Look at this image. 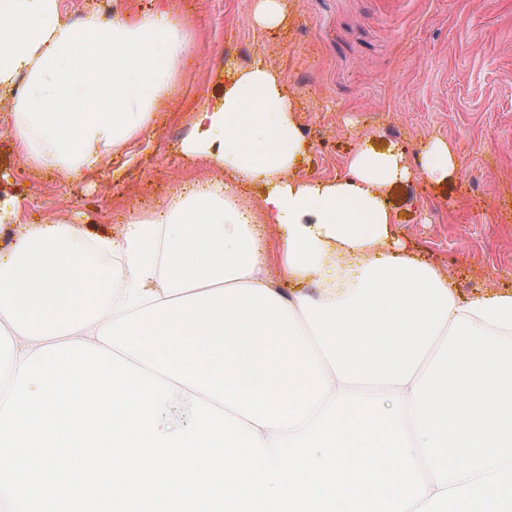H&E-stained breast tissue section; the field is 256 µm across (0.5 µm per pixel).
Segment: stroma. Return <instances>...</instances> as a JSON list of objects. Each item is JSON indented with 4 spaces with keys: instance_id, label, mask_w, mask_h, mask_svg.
<instances>
[{
    "instance_id": "obj_1",
    "label": "stroma",
    "mask_w": 512,
    "mask_h": 512,
    "mask_svg": "<svg viewBox=\"0 0 512 512\" xmlns=\"http://www.w3.org/2000/svg\"><path fill=\"white\" fill-rule=\"evenodd\" d=\"M194 48L180 92L137 143L74 180L31 167L12 134V96L0 97V198L27 224L77 225L114 235L132 213L208 178L183 155L198 102H217L225 65L262 61L282 77L306 140L299 174L342 175L362 138L415 160L442 138L459 180L396 183L389 207L401 239L447 273L461 297L512 291V0H285L277 27L257 25L255 0H178Z\"/></svg>"
}]
</instances>
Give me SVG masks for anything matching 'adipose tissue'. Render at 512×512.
<instances>
[{
  "mask_svg": "<svg viewBox=\"0 0 512 512\" xmlns=\"http://www.w3.org/2000/svg\"><path fill=\"white\" fill-rule=\"evenodd\" d=\"M61 3L0 0V92L16 94L12 130L24 161L82 179L178 93L191 38L172 0L79 22ZM181 150L216 177L178 186L164 206L130 215L120 235L36 224L0 248V325L15 364L45 345L96 342L98 330L135 310L235 284L276 293L309 334L299 288L331 302L354 292L370 262L423 265L395 231L389 187L416 172L437 184L460 175L454 148L434 138L415 169L404 152L364 141L341 177L300 176L305 139L281 76L262 62L235 71L219 102L196 108ZM246 184L262 186L260 207L242 195ZM105 256L111 268L96 265ZM451 313L512 335L510 292L455 299Z\"/></svg>",
  "mask_w": 512,
  "mask_h": 512,
  "instance_id": "1",
  "label": "adipose tissue"
}]
</instances>
